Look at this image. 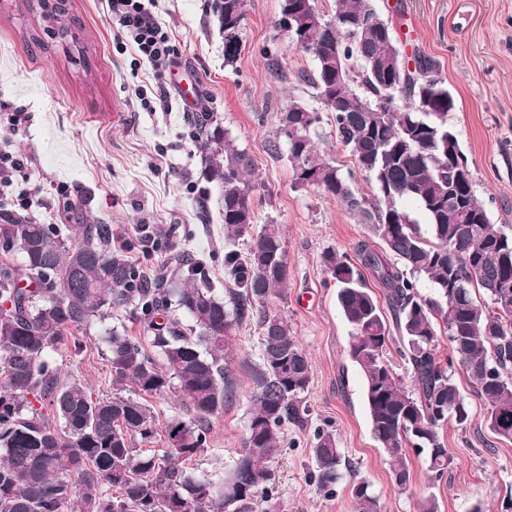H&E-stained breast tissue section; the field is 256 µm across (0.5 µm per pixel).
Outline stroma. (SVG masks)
I'll list each match as a JSON object with an SVG mask.
<instances>
[{
  "mask_svg": "<svg viewBox=\"0 0 512 512\" xmlns=\"http://www.w3.org/2000/svg\"><path fill=\"white\" fill-rule=\"evenodd\" d=\"M36 0H0V154L17 166L0 174V201L37 220L61 223L70 203L90 223L110 225L113 243L149 274L172 269L189 252L218 298L228 299L224 274V222L219 190L202 175L193 138L197 113H213L254 162V225L282 229L291 270L283 297L270 309L287 317L299 346L310 356L312 380L305 395L306 425H288L270 468L276 512H353L352 484L367 481L381 512H419L435 498L438 512H466L472 498L496 503L512 487V441L493 437L482 424L484 405L472 399L468 430L447 427L444 442L454 463L444 483H431L422 458L409 457L411 482L399 489L393 460L371 433L362 377L348 357L349 328L326 273V253L349 254L368 229L322 191L294 187L286 158L267 144L276 136L279 112L294 102L317 107L309 80L310 54L291 46L278 27L281 0H246L242 50L224 63V41L209 0H151L150 10L169 32L177 63L164 75L118 33L107 0H61V13L43 12ZM392 20L403 54L431 57L455 109L448 124L468 159L474 190L493 223L512 233V0H374ZM166 91V107L145 101ZM20 114L18 131L8 129ZM315 140L355 190L372 196L368 176L337 141L331 116H323ZM135 336L149 355L157 350L143 323L123 310L105 321L65 331L50 356L63 379L85 382L95 394H113L105 358L107 329ZM235 378L231 403L211 421L208 449L186 461L188 473H228L242 448L256 394L261 343L255 324L229 339ZM155 418L151 451L166 448L165 422L193 419L178 390L146 397ZM336 432L347 469L335 493L311 483L310 450L317 426Z\"/></svg>",
  "mask_w": 512,
  "mask_h": 512,
  "instance_id": "stroma-1",
  "label": "stroma"
}]
</instances>
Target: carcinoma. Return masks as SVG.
<instances>
[{
	"label": "carcinoma",
	"instance_id": "obj_1",
	"mask_svg": "<svg viewBox=\"0 0 512 512\" xmlns=\"http://www.w3.org/2000/svg\"><path fill=\"white\" fill-rule=\"evenodd\" d=\"M297 4L322 15L315 0H281L285 32ZM211 10L224 36V65L232 66L239 52L229 45L240 40L245 0H212ZM330 20L310 23L303 38L315 60L310 80L319 92L335 84L337 106L289 105L268 151L277 156L286 144L296 187H316L367 219L370 234L356 245L355 260L324 255L350 328L348 355L363 379L372 434L396 462L395 485L409 486L412 454L424 456L431 480L442 482L453 464L442 430L474 423L456 368L467 372L484 402L489 431L512 440V315L493 311L495 302L512 297V234L491 222L473 182L452 185L454 100L436 62L422 54L407 60L372 0H336ZM322 111L332 117L336 139L371 175L372 197L357 194L314 143ZM194 129L203 176L220 190L224 275L233 284L227 305L198 276L189 254L177 256L171 276L150 277L112 248L108 224H40L0 204V251L22 257L19 267L0 265V512H251L258 492L271 493L270 458L287 424L307 420L312 365L288 320L267 306L284 295L291 271L280 226L253 229L252 158L211 113H200ZM406 199L419 205L426 231L402 206ZM369 280L382 291L391 319ZM423 281L432 284V295L421 294ZM173 306L192 325L174 317L156 321ZM130 308L147 320L163 364L112 329L106 359L113 385L130 383L146 395L175 387L195 412L191 421L167 422L161 454L136 444L155 434L146 403L116 393L95 397L86 384L61 380L49 358L63 330ZM250 321L260 330L263 363L243 448L221 480L194 478L181 463L207 449L210 419L232 400L224 350L235 327ZM440 331L448 338L445 357L436 352ZM391 345L407 365L408 384L387 358ZM48 406L59 424L42 413ZM311 450L310 481L334 493L344 459L330 426L314 429ZM352 492L354 512H379L368 483L353 484Z\"/></svg>",
	"mask_w": 512,
	"mask_h": 512
}]
</instances>
